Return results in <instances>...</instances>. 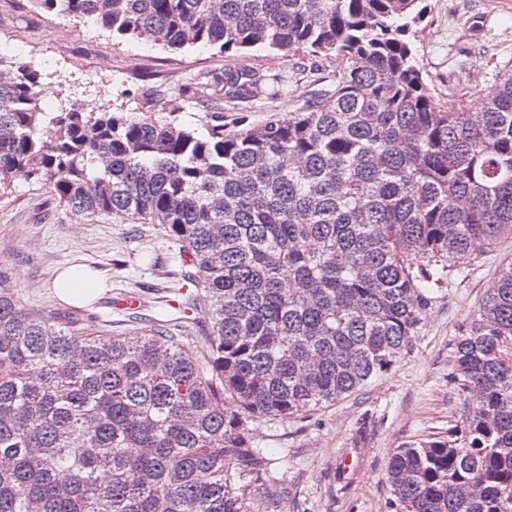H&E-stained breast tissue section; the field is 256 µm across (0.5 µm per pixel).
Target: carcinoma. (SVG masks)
Here are the masks:
<instances>
[{
  "label": "carcinoma",
  "instance_id": "1",
  "mask_svg": "<svg viewBox=\"0 0 512 512\" xmlns=\"http://www.w3.org/2000/svg\"><path fill=\"white\" fill-rule=\"evenodd\" d=\"M121 43L264 46L336 58V91L262 125L205 131L152 106H39L43 73L0 55V199L160 224L203 286V355L161 328L31 309L0 272V512H247L272 482L247 423L343 400L419 336L426 290L512 241V69L473 106L429 97L421 0H29ZM259 72L224 79L254 96ZM472 397L447 434L394 449L397 512H512V260L457 341Z\"/></svg>",
  "mask_w": 512,
  "mask_h": 512
}]
</instances>
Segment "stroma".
I'll list each match as a JSON object with an SVG mask.
<instances>
[{
  "label": "stroma",
  "mask_w": 512,
  "mask_h": 512,
  "mask_svg": "<svg viewBox=\"0 0 512 512\" xmlns=\"http://www.w3.org/2000/svg\"><path fill=\"white\" fill-rule=\"evenodd\" d=\"M423 6L414 31L428 91L450 104L454 89L463 87L478 103L482 89L512 67V0H423ZM23 52L54 62L56 77L43 81V109L66 99L82 101L89 112L108 102L134 109L149 100L160 108L174 100L180 122L195 128L217 115L233 130L305 111L317 96L334 92L339 78L331 56H288L259 46L241 54L204 46L175 52L143 40L116 45L94 23H62L28 0H0V53ZM252 70L281 82L233 102L223 93L200 96L194 89L203 73ZM510 254L507 241L495 251L456 259L447 285L433 292L413 347L359 392L299 416L251 423L255 447L272 459L271 475L288 491L280 512H396L387 457L405 443L447 431L466 410L452 378L454 346ZM183 261L161 225L77 212L45 187L23 182L0 200V267L29 307H61L54 276L85 265L104 277L106 287L78 306L83 320L122 330L134 321L176 318L182 311L170 304V286ZM120 293L137 294L139 309L115 310L110 301ZM353 450L359 461L350 480H336L341 456Z\"/></svg>",
  "instance_id": "stroma-1"
}]
</instances>
